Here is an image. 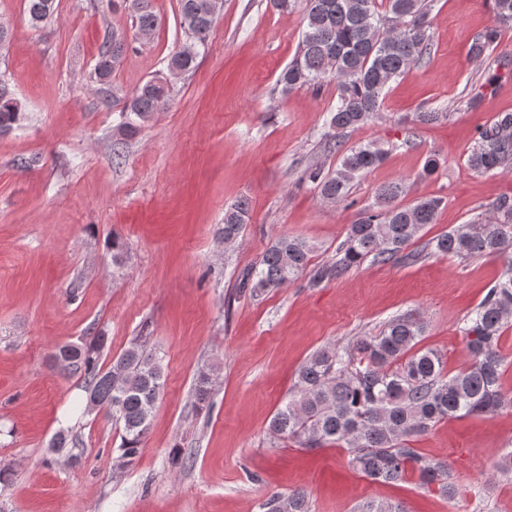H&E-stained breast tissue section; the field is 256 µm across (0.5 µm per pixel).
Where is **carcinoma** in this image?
Listing matches in <instances>:
<instances>
[{"instance_id": "cac0c4a2", "label": "carcinoma", "mask_w": 512, "mask_h": 512, "mask_svg": "<svg viewBox=\"0 0 512 512\" xmlns=\"http://www.w3.org/2000/svg\"><path fill=\"white\" fill-rule=\"evenodd\" d=\"M288 12L303 6L305 29L297 55L277 79L288 93L304 86L318 88L337 82L336 106L327 119V134L340 152L336 170H304L303 178L316 185L322 199L336 205L347 200L357 177L378 166L386 150L377 143L342 150L344 133L371 120L379 110L389 83L422 63L431 51L428 0H271ZM494 23L476 34L470 55L478 60L512 27V0H492ZM180 25L193 43L174 53L168 69L174 75L196 66V45L205 44L222 0H177ZM30 23L46 26L57 20L56 0H25ZM133 17L137 32L148 36L158 24L152 0H112ZM126 42L116 33L104 38L91 73L110 103L111 76L120 66ZM169 85L153 78L126 98V121L118 125L124 136L134 135L155 113L169 105ZM25 113L0 80V132L21 126ZM468 165L478 172H512V113L498 117L479 133ZM405 186L397 180L381 186L373 206L360 210L336 251V260L310 269L313 247L297 236L277 238L259 265L243 277L239 293L257 297L310 272L312 282L338 278L366 259L379 264H413L424 252L412 248L419 233L436 223L441 200L422 198L410 206L397 200ZM248 205L239 200L224 212V243L236 241L247 221ZM512 245V199L503 197L492 210L465 224H457L426 244L436 253L471 258L501 254ZM512 326V258L498 283L462 327L471 358L469 367L444 373L442 356L420 348L426 326L413 314L390 319L375 336H362L348 346L329 345L311 353L298 371L296 391L273 416L269 431L278 440H293L313 450L336 445L347 450L351 463L373 481L394 483L407 472L419 485L448 500L458 495L448 463L431 459L411 442L437 423L467 416L493 414L512 407V389L503 385L504 357L499 341ZM106 337L96 334L82 344L55 348L54 363L83 379L87 397L121 427V456L125 466L136 458L150 428L164 381L161 361L136 339L104 369L99 365ZM215 381L199 372L194 387L197 411L212 407ZM260 512H312L309 497L296 490L270 492ZM355 512H405L399 504L368 500Z\"/></svg>"}]
</instances>
